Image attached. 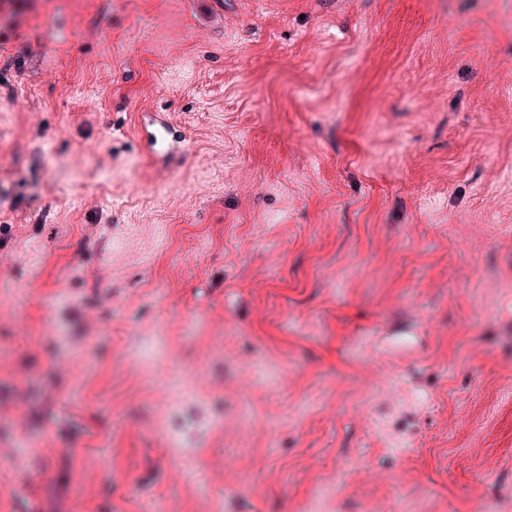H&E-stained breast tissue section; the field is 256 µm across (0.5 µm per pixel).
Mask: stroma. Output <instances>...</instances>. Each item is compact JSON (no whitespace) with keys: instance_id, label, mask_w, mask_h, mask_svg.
I'll return each instance as SVG.
<instances>
[{"instance_id":"1","label":"stroma","mask_w":512,"mask_h":512,"mask_svg":"<svg viewBox=\"0 0 512 512\" xmlns=\"http://www.w3.org/2000/svg\"><path fill=\"white\" fill-rule=\"evenodd\" d=\"M503 72L512 0H0V512H512Z\"/></svg>"}]
</instances>
